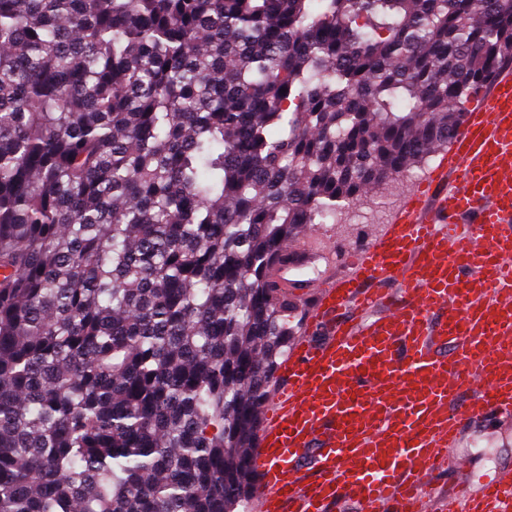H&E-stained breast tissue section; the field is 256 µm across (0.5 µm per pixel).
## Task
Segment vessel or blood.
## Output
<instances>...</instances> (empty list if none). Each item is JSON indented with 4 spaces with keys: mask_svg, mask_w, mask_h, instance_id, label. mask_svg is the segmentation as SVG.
Listing matches in <instances>:
<instances>
[{
    "mask_svg": "<svg viewBox=\"0 0 512 512\" xmlns=\"http://www.w3.org/2000/svg\"><path fill=\"white\" fill-rule=\"evenodd\" d=\"M308 253L275 265L287 296ZM322 284L260 414V512H431L430 469L464 421L512 413V70L467 107L388 231ZM397 283V291L382 292ZM359 315L346 319L349 309ZM462 512H512V481Z\"/></svg>",
    "mask_w": 512,
    "mask_h": 512,
    "instance_id": "b4317fda",
    "label": "vessel or blood"
}]
</instances>
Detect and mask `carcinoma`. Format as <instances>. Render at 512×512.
I'll use <instances>...</instances> for the list:
<instances>
[{"label": "carcinoma", "mask_w": 512, "mask_h": 512, "mask_svg": "<svg viewBox=\"0 0 512 512\" xmlns=\"http://www.w3.org/2000/svg\"><path fill=\"white\" fill-rule=\"evenodd\" d=\"M511 55L512 0H0V512H246L273 264Z\"/></svg>", "instance_id": "1"}]
</instances>
